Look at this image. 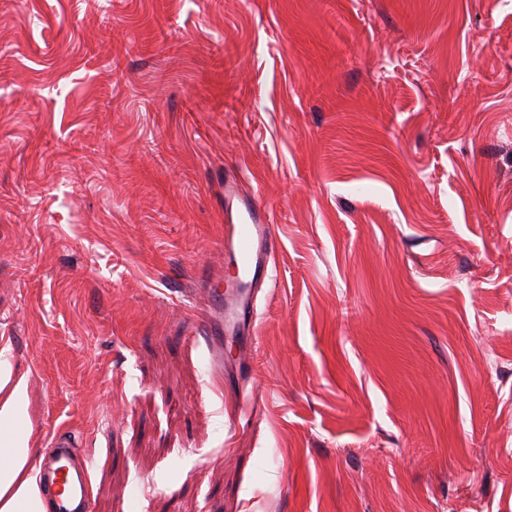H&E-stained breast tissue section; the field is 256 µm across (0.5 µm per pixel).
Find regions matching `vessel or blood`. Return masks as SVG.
I'll return each instance as SVG.
<instances>
[{
  "mask_svg": "<svg viewBox=\"0 0 512 512\" xmlns=\"http://www.w3.org/2000/svg\"><path fill=\"white\" fill-rule=\"evenodd\" d=\"M271 210L242 196L236 178L224 182V248L238 256L234 272L201 276L199 323L209 349L210 363L224 366V337L238 331L252 334L256 312L251 288L268 274L279 241L272 229ZM39 483L52 512H91V485L86 465L77 460L74 435L57 433L39 469Z\"/></svg>",
  "mask_w": 512,
  "mask_h": 512,
  "instance_id": "1",
  "label": "vessel or blood"
}]
</instances>
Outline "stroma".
<instances>
[{"label": "stroma", "mask_w": 512, "mask_h": 512, "mask_svg": "<svg viewBox=\"0 0 512 512\" xmlns=\"http://www.w3.org/2000/svg\"><path fill=\"white\" fill-rule=\"evenodd\" d=\"M5 368L91 512H512V0H0ZM272 211L258 200L244 197L235 177L224 181V251L237 254L235 271L224 276L207 272L200 277L202 298L199 324L209 349L210 363L224 370V335H253L256 312L250 288L268 276V266L279 249L273 232ZM270 278V276H268ZM224 288L227 289L224 292Z\"/></svg>", "instance_id": "35a3bbf8"}]
</instances>
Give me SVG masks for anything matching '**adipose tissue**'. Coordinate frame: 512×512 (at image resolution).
Listing matches in <instances>:
<instances>
[{"instance_id":"adipose-tissue-1","label":"adipose tissue","mask_w":512,"mask_h":512,"mask_svg":"<svg viewBox=\"0 0 512 512\" xmlns=\"http://www.w3.org/2000/svg\"><path fill=\"white\" fill-rule=\"evenodd\" d=\"M22 389V382L13 381L10 372H0L1 439L11 438L16 430ZM0 512H47L27 449H14L8 460L0 462Z\"/></svg>"}]
</instances>
